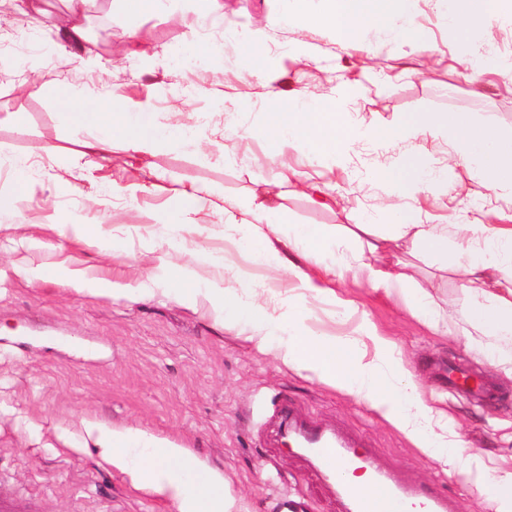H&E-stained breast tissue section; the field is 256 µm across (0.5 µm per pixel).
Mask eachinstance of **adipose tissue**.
I'll return each mask as SVG.
<instances>
[{
    "instance_id": "1",
    "label": "adipose tissue",
    "mask_w": 512,
    "mask_h": 512,
    "mask_svg": "<svg viewBox=\"0 0 512 512\" xmlns=\"http://www.w3.org/2000/svg\"><path fill=\"white\" fill-rule=\"evenodd\" d=\"M413 0H288L286 20L297 27L327 29L345 50L372 51L370 32H399L412 53L429 52L428 43L416 37ZM505 18H512V0H448V29L452 49L467 63L470 79H478L490 58L491 41L479 42L476 31L491 33ZM263 90L273 122L258 131L243 130V137L258 135L277 149H289L308 162L344 163L354 141L386 142L398 135L404 149L374 178L395 204L388 213L394 240L403 242L412 254H427L446 261L464 276L470 301L463 313L474 332L472 345L497 367L512 371V228L490 224H458L446 231L432 223L429 214L415 204L416 195L441 183L445 171L427 160L415 144L418 137L447 133L454 160L474 169L481 186L490 195L512 199V136L495 125L476 124L467 112H414L389 132L374 123L353 119L350 92L339 90L317 96L306 88L285 91L262 68L248 71ZM51 94L58 112L75 126L89 130L82 142V156L106 159L113 148L131 157L153 155L166 147L189 146L181 133L169 131L149 106L138 115L124 116L119 125L106 122L98 104L86 101L67 83L56 84ZM209 209L219 212L225 224L233 225V207L216 202L197 185L174 189L166 207L153 215V223L176 228L189 223L192 214ZM252 230L249 245L257 258H279L272 236L288 224V247L300 256L288 270L301 288L315 296L328 294V287L315 282L303 262L326 259L344 263V253L353 239L336 230L314 224H289L279 195L257 198L249 211ZM381 247L368 246L370 257L358 269L374 289L398 295L410 315L432 331H440L442 317L431 294V283L410 281L392 272L379 256ZM213 294L225 322L249 326L256 333L260 350H275L288 367L312 373L320 381L348 391L358 400L381 409L420 451L447 458L449 447L462 448L461 434H449L448 421L421 398L412 379L401 373V358L393 342L381 336L369 321H362L359 337L342 340L308 330L296 314L242 299L233 288H215ZM370 349H363V342ZM100 455L133 479L168 497L179 512H240L223 476L192 459L180 448H156L136 434L103 436ZM467 481L485 492L493 512H512V469L488 467L474 457L466 469Z\"/></svg>"
}]
</instances>
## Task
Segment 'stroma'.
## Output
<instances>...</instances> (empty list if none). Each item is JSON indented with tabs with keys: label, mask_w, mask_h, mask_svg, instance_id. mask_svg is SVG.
I'll use <instances>...</instances> for the list:
<instances>
[{
	"label": "stroma",
	"mask_w": 512,
	"mask_h": 512,
	"mask_svg": "<svg viewBox=\"0 0 512 512\" xmlns=\"http://www.w3.org/2000/svg\"><path fill=\"white\" fill-rule=\"evenodd\" d=\"M199 0H187L180 18L165 12L133 16L96 5L90 21L106 18L110 40L103 45L66 44L53 26L30 34L27 16L15 15L0 31V155H33L35 167L20 176L0 166V191L18 193L21 226L0 230V494L28 512H178L176 505L135 483L102 459L101 432H138L161 446L183 448L211 471L223 475L232 495L248 512H273L274 495L288 489L305 512H342L335 492L313 463L283 448L270 403L292 407L296 416L360 439L382 468L410 483L427 484L448 495L450 512H490L484 496L463 476L424 455L379 411L312 374L287 368L274 354L261 352L248 330L224 324L209 290L216 284L246 291L250 300L281 305L291 300L312 331L353 338L362 320L392 340L424 401L448 417V427L464 434L458 464L478 453L492 466L512 467V374L491 366L471 348L469 327L460 316L467 302L462 277L434 257L415 258L394 251L404 271L429 280L443 317L454 319L452 335L430 331L413 319L402 300L371 288L346 272L332 276L321 264L306 271L326 282L334 297L300 295L284 267L256 262L247 249L248 213L238 212L236 230H226L210 210L182 226L175 241L150 225L178 183H197L245 203L253 195L280 192L296 224L334 226L350 210L385 234L391 201L370 180L400 144H354L347 169L316 165L326 184L327 203L313 204L301 191L279 186L280 165L300 167L290 151H275L263 138L243 140L228 124L254 128L267 121L266 107L254 100L244 112L191 100L182 89L195 82L236 96L251 93L243 77L250 65L277 71L283 89L307 87L329 92L357 85L358 117L392 129L411 112H468L512 134V80L498 63H512V20H501L491 35L497 63L477 82L464 78L463 62L449 47L444 0H416L415 20L434 54L420 57L380 36L372 52L343 51L325 31L291 28L284 22V0H224L220 56H198ZM264 29V47L238 42L249 22ZM140 29L151 47L127 52L128 34ZM315 52L296 61L294 42ZM93 55L99 68L83 71L75 54ZM84 96L101 97L120 87L129 102H152L161 123L192 136L198 114L222 131L218 144L199 151H162L142 160L114 150L92 174L77 153L86 130L67 124L45 87L59 70ZM54 147L46 156V147ZM227 162H219L218 153ZM155 170L149 192L130 199L113 185L143 179ZM446 188L418 195L417 203L438 224L484 222L512 227V203L481 197L466 167L449 163ZM101 234L76 237L75 225L100 222ZM188 268L187 302L161 293L142 299L143 282L167 287L165 272ZM123 296H114V289ZM491 380L498 397L476 407L448 393V364Z\"/></svg>",
	"instance_id": "1"
}]
</instances>
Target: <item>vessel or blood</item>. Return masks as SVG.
I'll list each match as a JSON object with an SVG mask.
<instances>
[{
	"instance_id": "obj_1",
	"label": "vessel or blood",
	"mask_w": 512,
	"mask_h": 512,
	"mask_svg": "<svg viewBox=\"0 0 512 512\" xmlns=\"http://www.w3.org/2000/svg\"><path fill=\"white\" fill-rule=\"evenodd\" d=\"M448 390L460 393L476 402L495 398L490 382L471 381L468 375L449 372ZM281 421L289 430L299 431L304 454L311 458L323 478L335 489L344 512H448V501L433 489L407 483L393 472L376 466L371 455H355V440L338 431L326 430L312 424H297L288 408H279ZM350 465L364 471L372 486L366 492L343 481L339 468Z\"/></svg>"
}]
</instances>
